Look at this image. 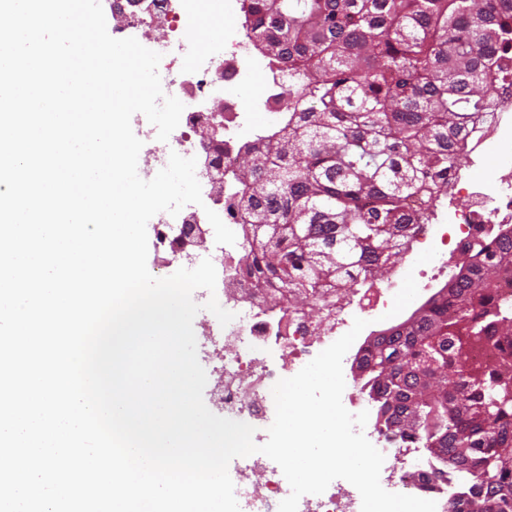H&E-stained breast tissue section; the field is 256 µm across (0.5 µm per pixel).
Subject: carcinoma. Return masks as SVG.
<instances>
[{"instance_id": "carcinoma-1", "label": "carcinoma", "mask_w": 512, "mask_h": 512, "mask_svg": "<svg viewBox=\"0 0 512 512\" xmlns=\"http://www.w3.org/2000/svg\"><path fill=\"white\" fill-rule=\"evenodd\" d=\"M270 61L288 70L287 116L241 148L237 199L227 203L248 241L247 273L280 299L321 309L378 266L396 267L418 225L463 165L462 139L512 65V0H244ZM512 230L465 258L424 316L362 358L361 389L376 425L437 443L429 468L512 512V302L499 288ZM476 345L500 350L470 363ZM433 357L445 377L405 374ZM403 398L419 430L384 421ZM481 465L496 477L471 481Z\"/></svg>"}]
</instances>
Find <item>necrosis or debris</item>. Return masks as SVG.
<instances>
[{"label": "necrosis or debris", "instance_id": "necrosis-or-debris-1", "mask_svg": "<svg viewBox=\"0 0 512 512\" xmlns=\"http://www.w3.org/2000/svg\"><path fill=\"white\" fill-rule=\"evenodd\" d=\"M150 10L142 12L128 0H113V11L141 26L168 25L171 49L159 64L164 94L178 98L184 105L180 126L162 143L154 157L166 166L171 153L189 158L220 155L224 188L236 189L233 162L248 142L262 141L283 119L281 90L288 87L287 74L272 69L265 60L250 57V34L232 26L240 8L230 0H151ZM202 22L222 27L228 40L223 59L200 53L191 68L181 60L188 34ZM261 72L273 93L243 102L239 88ZM212 93L224 97V150L215 152L208 133L218 118L203 107ZM263 113L265 124L254 121ZM465 149L471 170L454 178L448 188L449 205L433 214L417 235L429 245L426 266L409 264L420 288L426 289L448 271V261L465 249L488 243L499 226L512 224V87L498 96L491 112L469 133ZM493 164L492 180H485L486 164ZM243 251L240 245L225 246L223 286L217 292L219 304L234 313L228 325H220L208 311L197 316L204 343L214 348L218 360L211 374L217 383L210 400L217 414L260 427L274 406L273 386L283 378L296 375L318 353L347 333L354 319L372 320L393 315L399 308L398 296L403 278L388 276L377 291H357L355 297L337 300L326 313L327 323L318 327L302 318H289L287 301L273 303L252 279L241 271ZM234 472L244 492L239 501L241 512H271L273 503L286 498L287 480L281 469L260 453L245 457ZM298 512H361V496L351 485L331 486L319 495L302 496Z\"/></svg>", "mask_w": 512, "mask_h": 512}]
</instances>
